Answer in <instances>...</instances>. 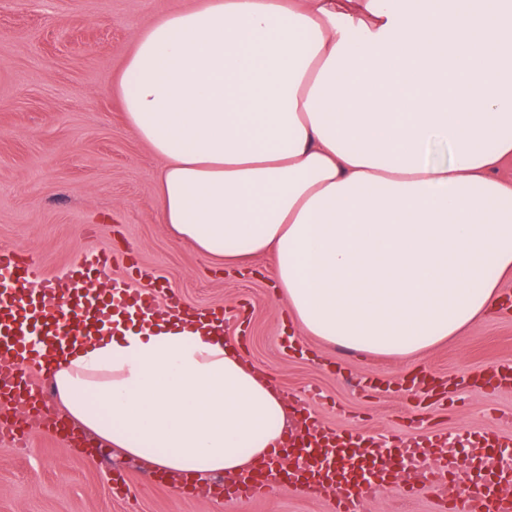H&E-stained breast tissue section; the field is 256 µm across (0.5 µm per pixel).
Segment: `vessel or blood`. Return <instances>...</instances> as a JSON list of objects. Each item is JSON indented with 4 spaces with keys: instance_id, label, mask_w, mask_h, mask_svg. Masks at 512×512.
Instances as JSON below:
<instances>
[{
    "instance_id": "b4317fda",
    "label": "vessel or blood",
    "mask_w": 512,
    "mask_h": 512,
    "mask_svg": "<svg viewBox=\"0 0 512 512\" xmlns=\"http://www.w3.org/2000/svg\"><path fill=\"white\" fill-rule=\"evenodd\" d=\"M138 277L143 287H112V254L96 250L79 257L66 278L37 279L19 249L0 247L1 439L27 447L34 419L53 436H73V428L49 410L52 359L59 349L74 346L78 337L102 331L117 313L130 308L152 316L163 306L175 319L223 333V310L186 303L172 289L159 291L153 273L142 270ZM294 412L298 420L288 433L287 449H273L262 464L245 471L232 484L235 492L254 498L285 482L316 493L331 487L336 512H361L367 500L390 486L405 496L424 487L446 486L463 463L478 471L480 489L459 495L461 512H512V466L502 462V450L512 447V438L498 426L466 428L451 439L425 428L397 434L379 458L370 449L366 430L324 428L315 413L299 403ZM425 451L432 455L429 469L412 483L400 484L403 462Z\"/></svg>"
}]
</instances>
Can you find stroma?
Here are the masks:
<instances>
[{
    "label": "stroma",
    "instance_id": "obj_1",
    "mask_svg": "<svg viewBox=\"0 0 512 512\" xmlns=\"http://www.w3.org/2000/svg\"><path fill=\"white\" fill-rule=\"evenodd\" d=\"M194 0H0V246L26 251L57 277L85 251H112L113 278L153 270L194 306L244 307L225 340L284 401L301 400L324 427L374 435L408 431L418 414L439 429L496 425L512 432V389L480 382L512 364V309L417 358L372 356L304 335L274 288L269 258L221 271L159 220V165L127 125L111 87L142 26ZM87 460L32 423L29 445L0 441V512H332L330 495L283 485L248 500L154 483L151 467L87 436ZM126 479L114 498L108 480ZM364 512H442L436 493L389 489Z\"/></svg>",
    "mask_w": 512,
    "mask_h": 512
}]
</instances>
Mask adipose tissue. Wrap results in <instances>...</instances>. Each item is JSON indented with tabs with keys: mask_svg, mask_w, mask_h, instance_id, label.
I'll use <instances>...</instances> for the list:
<instances>
[{
	"mask_svg": "<svg viewBox=\"0 0 512 512\" xmlns=\"http://www.w3.org/2000/svg\"><path fill=\"white\" fill-rule=\"evenodd\" d=\"M114 90L159 162L162 223L229 269L269 257L305 335L407 358L500 301L512 0H200L140 30ZM53 387L170 472H235L287 427L223 337L165 316L117 320Z\"/></svg>",
	"mask_w": 512,
	"mask_h": 512,
	"instance_id": "adipose-tissue-1",
	"label": "adipose tissue"
}]
</instances>
